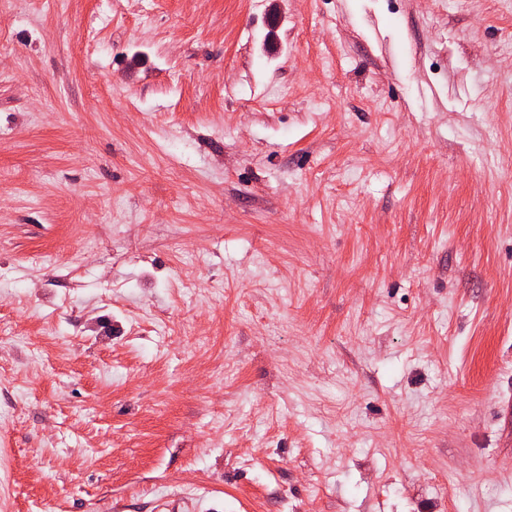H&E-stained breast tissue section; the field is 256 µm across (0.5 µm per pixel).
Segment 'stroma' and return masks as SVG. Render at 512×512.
Wrapping results in <instances>:
<instances>
[{"label":"stroma","mask_w":512,"mask_h":512,"mask_svg":"<svg viewBox=\"0 0 512 512\" xmlns=\"http://www.w3.org/2000/svg\"><path fill=\"white\" fill-rule=\"evenodd\" d=\"M0 171V512H512V0H0Z\"/></svg>","instance_id":"1"}]
</instances>
